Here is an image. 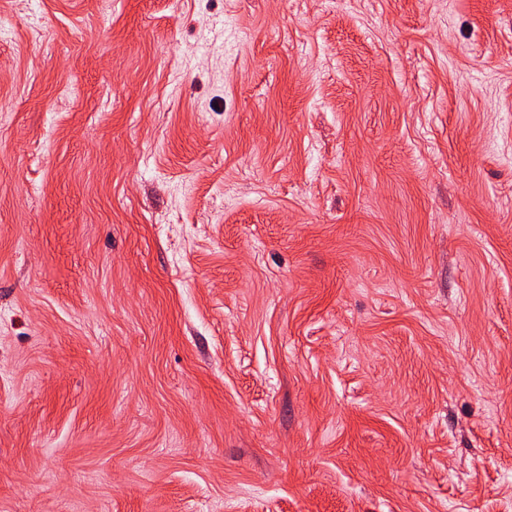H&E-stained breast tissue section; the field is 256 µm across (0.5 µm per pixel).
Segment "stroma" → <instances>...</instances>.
Returning a JSON list of instances; mask_svg holds the SVG:
<instances>
[{
	"mask_svg": "<svg viewBox=\"0 0 512 512\" xmlns=\"http://www.w3.org/2000/svg\"><path fill=\"white\" fill-rule=\"evenodd\" d=\"M0 21V512H512V0Z\"/></svg>",
	"mask_w": 512,
	"mask_h": 512,
	"instance_id": "35a3bbf8",
	"label": "stroma"
}]
</instances>
